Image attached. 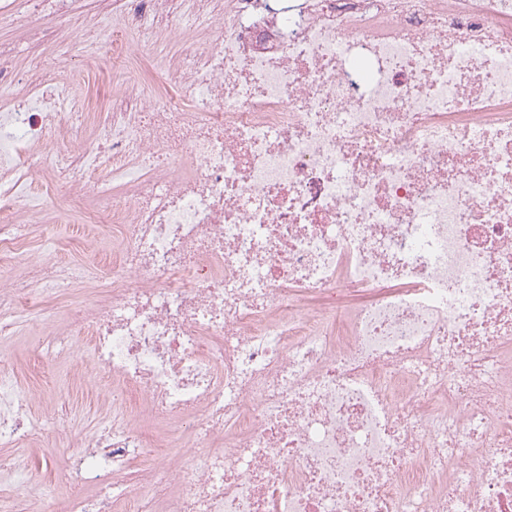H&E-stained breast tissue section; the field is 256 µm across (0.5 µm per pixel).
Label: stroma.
<instances>
[{
    "instance_id": "35a3bbf8",
    "label": "stroma",
    "mask_w": 512,
    "mask_h": 512,
    "mask_svg": "<svg viewBox=\"0 0 512 512\" xmlns=\"http://www.w3.org/2000/svg\"><path fill=\"white\" fill-rule=\"evenodd\" d=\"M114 6V0H68L65 14L59 15L42 9L39 0H19L14 21L0 23V45L4 46L12 65L22 72L53 50H63V67L75 79L76 94L94 96L100 107H108L112 91L124 88L127 76L114 70L110 47H103L98 58L93 59L86 54L78 37L90 17H109ZM58 200V195L52 191L39 197L42 221L30 225L29 246L40 249L43 240L52 237L62 256L81 260V253L71 245L68 226L49 223ZM67 304L64 297L52 301L51 329L29 326L0 343V350L8 353L18 365L23 385L34 394V412L51 422L41 440L32 446L0 447V456L27 465L32 472V481L27 487L10 493L13 512H28L34 504L39 505L42 512H62L59 496L53 488V475L42 468L41 455L53 451L58 463L66 464L67 449L52 446L56 433L65 431L77 436L89 433L109 409L107 385L88 380L83 358L65 355L48 364L37 351L38 339L51 332L63 333Z\"/></svg>"
}]
</instances>
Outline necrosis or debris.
<instances>
[{
  "label": "necrosis or debris",
  "instance_id": "1",
  "mask_svg": "<svg viewBox=\"0 0 512 512\" xmlns=\"http://www.w3.org/2000/svg\"><path fill=\"white\" fill-rule=\"evenodd\" d=\"M192 5L84 27L181 45L107 111L54 63L0 100V340L100 292L47 346L112 382L66 512H512V0ZM26 183L111 260L31 250ZM31 399L0 356L1 448Z\"/></svg>",
  "mask_w": 512,
  "mask_h": 512
}]
</instances>
